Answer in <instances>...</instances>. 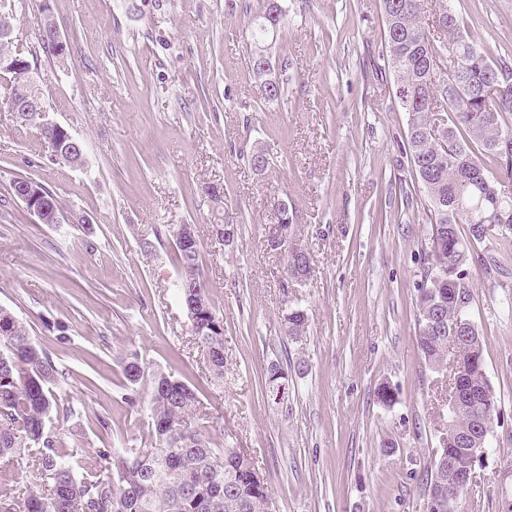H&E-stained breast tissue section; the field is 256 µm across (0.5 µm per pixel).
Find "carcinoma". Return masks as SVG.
<instances>
[{
	"label": "carcinoma",
	"instance_id": "1",
	"mask_svg": "<svg viewBox=\"0 0 512 512\" xmlns=\"http://www.w3.org/2000/svg\"><path fill=\"white\" fill-rule=\"evenodd\" d=\"M420 0H382L384 47L380 60L396 78L399 103L408 112L405 152L412 176L424 188L429 221L444 227V249L427 257L434 280L417 289V344L425 362L437 370L448 365V336L464 337L458 361L464 388L474 394L491 388L483 370L482 341L469 317L472 303L468 264L471 245L486 235L481 225L512 230V134L502 128L512 114V46L494 62L466 32L462 18L451 15L445 37L430 41L418 25ZM285 11L261 0L251 19L253 43L264 46L279 32ZM441 64L463 81L444 91L427 82V68ZM16 87L42 83L23 68L9 75ZM444 101L454 115L436 117ZM468 225L469 237L457 225ZM184 279L173 285L192 320L198 346L213 378L224 380V321L209 296L200 263L201 249H177ZM313 272L309 252L293 247L282 255L283 280ZM288 335L300 336L308 322L302 310L284 316ZM67 380L51 354L32 338L26 324L0 308V465L26 469L36 482L25 490L0 487V512H267L270 491L252 479L256 469L242 448H220L205 429L207 413L196 391L171 375L151 381L149 412L152 436L142 448H86L82 414L57 407L49 386ZM266 389L285 400L288 375L277 363L268 367ZM478 410L461 398L448 409V439L439 443L437 463L422 475L431 493L428 512H456L449 485L468 475L465 449L488 447L491 434L475 430Z\"/></svg>",
	"mask_w": 512,
	"mask_h": 512
}]
</instances>
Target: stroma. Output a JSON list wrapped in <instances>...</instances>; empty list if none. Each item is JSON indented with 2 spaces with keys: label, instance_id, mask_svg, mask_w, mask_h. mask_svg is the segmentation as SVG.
<instances>
[{
  "label": "stroma",
  "instance_id": "stroma-1",
  "mask_svg": "<svg viewBox=\"0 0 512 512\" xmlns=\"http://www.w3.org/2000/svg\"><path fill=\"white\" fill-rule=\"evenodd\" d=\"M489 55L512 44V0H446ZM259 0H7L13 36L42 86L47 120L82 142L85 162H52L34 123L0 108V307L67 372L58 404L81 408L89 448H140L150 437L151 374L197 392L210 436L247 450L279 512H428L420 475L446 421V377L417 347V283L432 232L404 152L409 116L379 71L381 0H283L271 77L249 67ZM49 6L69 52L40 43ZM270 167L256 175L248 157ZM37 181L66 216L39 224L9 196ZM224 190L220 204L205 188ZM288 197L314 273L283 285L268 245L271 205ZM236 225L227 247L214 217ZM195 225L210 297L224 319V383L213 385L186 309L171 238ZM152 248H144V240ZM471 318L499 422L460 512L512 498V270L469 265ZM308 316L303 335L284 315ZM138 361L142 404L123 368ZM288 371V401L265 390ZM390 385L394 405L379 402ZM393 445L384 454V445ZM265 380L266 389H268L271 396H274V400L277 399L278 395H281L279 403H284L286 394H288V375L285 373L284 368L277 363L271 364L268 367Z\"/></svg>",
  "mask_w": 512,
  "mask_h": 512
}]
</instances>
